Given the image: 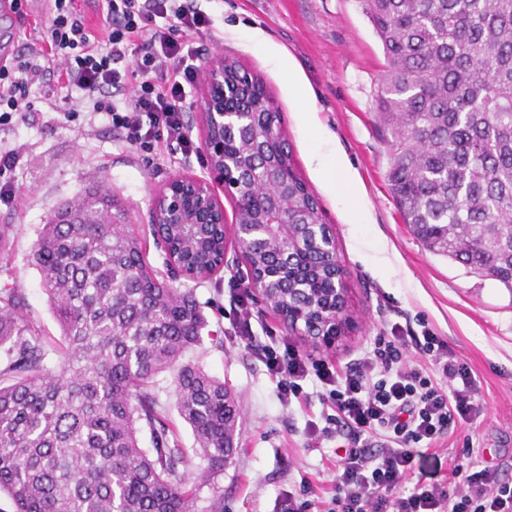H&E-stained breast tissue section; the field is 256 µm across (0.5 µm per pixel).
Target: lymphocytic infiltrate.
Segmentation results:
<instances>
[{
    "label": "lymphocytic infiltrate",
    "instance_id": "1",
    "mask_svg": "<svg viewBox=\"0 0 512 512\" xmlns=\"http://www.w3.org/2000/svg\"><path fill=\"white\" fill-rule=\"evenodd\" d=\"M104 25H86L76 0H51L47 21L35 23L37 43L0 62V127L25 119L35 106L36 85L77 91L69 109L104 114L129 147L159 145L190 154L198 144L188 133L185 102L202 55L189 33H208L213 19L196 0H94ZM237 338L260 355L284 403L306 402L308 377L321 384L327 404L323 422H310L308 436L341 442L330 488L306 483L302 497L287 495L280 512H512V483L498 468L463 473L453 482L401 488L415 459L441 451L455 420L480 411L473 369L430 329L392 324L371 350L338 370L308 363L285 340L256 336L243 313Z\"/></svg>",
    "mask_w": 512,
    "mask_h": 512
}]
</instances>
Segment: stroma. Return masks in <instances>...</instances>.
<instances>
[{"mask_svg":"<svg viewBox=\"0 0 512 512\" xmlns=\"http://www.w3.org/2000/svg\"><path fill=\"white\" fill-rule=\"evenodd\" d=\"M212 34H195L205 61L235 58L262 79L280 114L292 165L317 198L324 223L336 232V250L346 272L351 323L333 347L316 348L291 337L300 354L343 368L370 349L392 324L427 327L446 339L474 369L483 409L471 421L454 423L446 446L460 464L478 451L482 464H508L512 479V289L469 267L429 251L404 224L388 186V131L375 110L385 57L362 0H211ZM67 89L34 88L36 110L26 122L0 130V146L19 149L14 172L16 199L0 205V224L15 233L0 256V286L22 288L43 339H62L33 246L44 224L65 203L86 192H112L124 223L140 233L151 264L168 277L164 252L149 231L155 193L175 174L205 175L203 153L183 155L164 147L146 153L130 148L103 117L87 112L64 118ZM333 139L350 169L351 191L329 188L310 160L314 146L307 112ZM217 276L180 279L193 289L207 318L208 337L188 350L184 362L200 366L224 382L241 412L237 450L222 473L200 491L201 504L224 500V512H278L287 493L302 480L330 484L336 444H308L309 422L323 406L282 404L260 357L234 339L239 298L254 313L257 335H282L269 303L247 286L248 265L234 250ZM224 339L223 346L212 337ZM172 377H155V391L182 448L196 446L191 428L179 417ZM194 456L193 470L204 468Z\"/></svg>","mask_w":512,"mask_h":512,"instance_id":"stroma-1","label":"stroma"}]
</instances>
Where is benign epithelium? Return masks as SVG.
<instances>
[{"instance_id":"7a95c632","label":"benign epithelium","mask_w":512,"mask_h":512,"mask_svg":"<svg viewBox=\"0 0 512 512\" xmlns=\"http://www.w3.org/2000/svg\"><path fill=\"white\" fill-rule=\"evenodd\" d=\"M268 111L258 112L248 99H229L224 83V58L220 57L204 68L198 103L199 127L208 167L214 180L223 185L224 193L244 207L240 180L241 172L248 171L274 191L259 193L255 198L262 203L260 215L234 224L232 244L240 254L248 253L251 242L267 235L268 229L279 231L281 269L267 277L250 275L249 287L264 298L284 291L298 296L303 303L297 308L272 306L274 313L288 328V334L302 337L315 347H331L343 336L350 321L345 270L340 262L330 266L334 271L335 287L327 294L313 295L303 283H295L284 290L279 281L288 273V256L305 250V244L332 252L336 250V233L328 224L317 221L304 224L298 208L288 199L293 184L288 179V158L276 131L280 119L274 101H266ZM256 130L265 124L270 134L256 132L247 145V151L238 163L224 158V131L233 125L236 117ZM154 224H217L227 228L224 205L214 195L210 180L190 172L174 175L155 195L152 204Z\"/></svg>"}]
</instances>
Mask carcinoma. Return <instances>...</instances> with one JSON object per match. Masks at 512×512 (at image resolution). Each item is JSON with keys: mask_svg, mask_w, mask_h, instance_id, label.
I'll list each match as a JSON object with an SVG mask.
<instances>
[{"mask_svg": "<svg viewBox=\"0 0 512 512\" xmlns=\"http://www.w3.org/2000/svg\"><path fill=\"white\" fill-rule=\"evenodd\" d=\"M386 60L376 109L391 130L390 191L426 247L512 288V0H363ZM86 194L33 249L62 331L42 339L21 289H0V492L16 512H196L200 487L152 389L169 372L210 476L235 453L238 403L182 362L206 320L191 288L159 278L138 234ZM187 269L223 246L174 229ZM277 246L249 256L267 273ZM305 252L308 287H332ZM59 358L48 363L49 352ZM148 429L153 448L139 446Z\"/></svg>", "mask_w": 512, "mask_h": 512, "instance_id": "cac0c4a2", "label": "carcinoma"}]
</instances>
